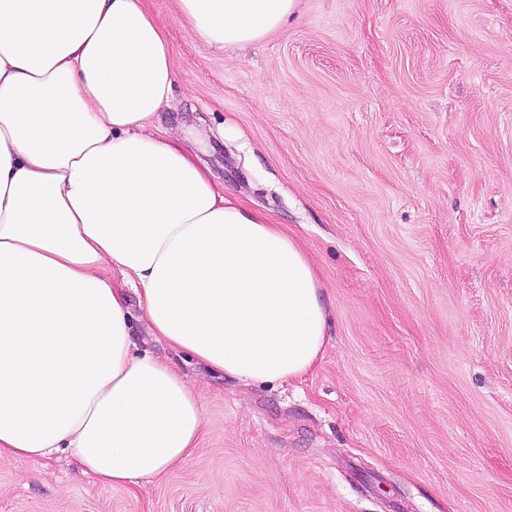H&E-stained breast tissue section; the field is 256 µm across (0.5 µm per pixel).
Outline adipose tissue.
I'll return each mask as SVG.
<instances>
[{
    "label": "adipose tissue",
    "mask_w": 512,
    "mask_h": 512,
    "mask_svg": "<svg viewBox=\"0 0 512 512\" xmlns=\"http://www.w3.org/2000/svg\"><path fill=\"white\" fill-rule=\"evenodd\" d=\"M178 2L220 49L295 6ZM173 75L146 0H0V456L63 453L104 488L162 477L204 430L197 389L137 351L126 288L152 336L244 384L303 377L327 331L304 251L153 133Z\"/></svg>",
    "instance_id": "obj_1"
}]
</instances>
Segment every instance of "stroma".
Masks as SVG:
<instances>
[{"label":"stroma","mask_w":512,"mask_h":512,"mask_svg":"<svg viewBox=\"0 0 512 512\" xmlns=\"http://www.w3.org/2000/svg\"><path fill=\"white\" fill-rule=\"evenodd\" d=\"M148 9L154 132L305 251L325 346L245 387L153 343L201 394L194 454L136 490L0 456V512H512V0H296L221 50Z\"/></svg>","instance_id":"obj_1"}]
</instances>
